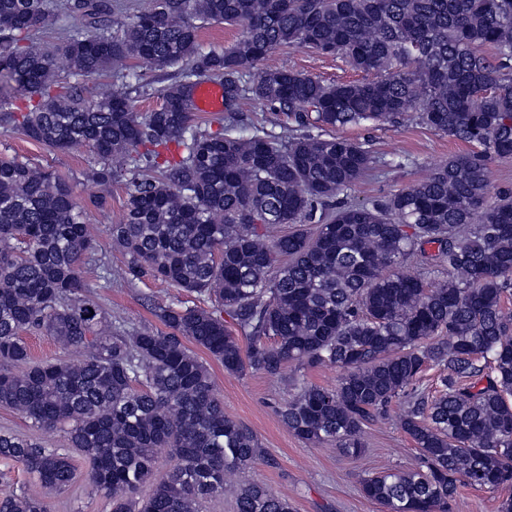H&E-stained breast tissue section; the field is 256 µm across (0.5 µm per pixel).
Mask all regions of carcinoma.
<instances>
[{
	"mask_svg": "<svg viewBox=\"0 0 512 512\" xmlns=\"http://www.w3.org/2000/svg\"><path fill=\"white\" fill-rule=\"evenodd\" d=\"M106 10L103 0H0V91L28 97L0 125L53 154L88 148L98 186L128 174L124 214L108 227L126 280L210 305L159 304V328L108 319L85 295L86 266L106 285L111 270L97 264L72 184L1 156L0 407L62 433L111 512H201L260 448L224 414L194 348L233 374L333 366L336 385L300 378L280 418L306 442L353 452L369 422L396 418L419 455L362 481L385 512H452L460 482L512 488V195L491 197L486 180L491 161L512 157V0H149L115 31ZM76 14L82 24L41 44L50 19ZM214 23L239 28L232 45L202 47ZM283 47L376 77L326 83L276 67L246 78ZM123 60L177 70L159 108L135 111L128 91L84 98L79 84ZM202 80L224 84L226 112L253 99L294 125L250 137L203 129L189 102ZM367 123H419L480 150L384 200L355 201L348 191L376 160L328 130ZM31 332L61 356L33 361ZM432 368L435 397L420 387ZM158 448L170 471L141 497ZM0 459L50 492L74 480L67 448L0 432ZM236 508L292 512L257 482L239 485ZM0 512L46 508L12 491Z\"/></svg>",
	"mask_w": 512,
	"mask_h": 512,
	"instance_id": "obj_1",
	"label": "carcinoma"
}]
</instances>
